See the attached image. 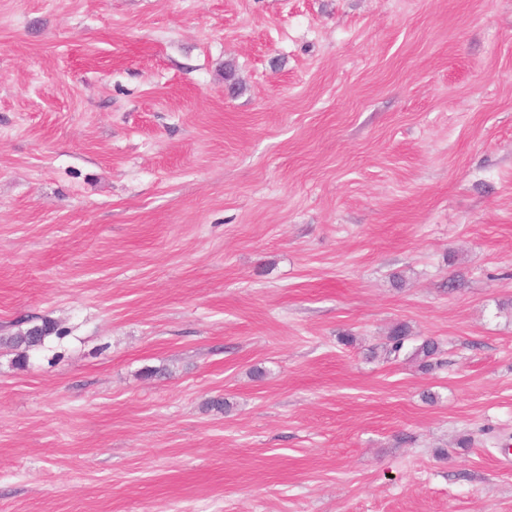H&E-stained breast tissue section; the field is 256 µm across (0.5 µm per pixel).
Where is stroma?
<instances>
[{"label":"stroma","instance_id":"stroma-1","mask_svg":"<svg viewBox=\"0 0 512 512\" xmlns=\"http://www.w3.org/2000/svg\"><path fill=\"white\" fill-rule=\"evenodd\" d=\"M45 319L0 512H512V0H0V336ZM387 357L394 356L398 358L404 356L408 361H420L423 367H431L429 361L438 353V344L431 338H421L412 336L410 326L407 323H397L394 325L384 346Z\"/></svg>","mask_w":512,"mask_h":512}]
</instances>
